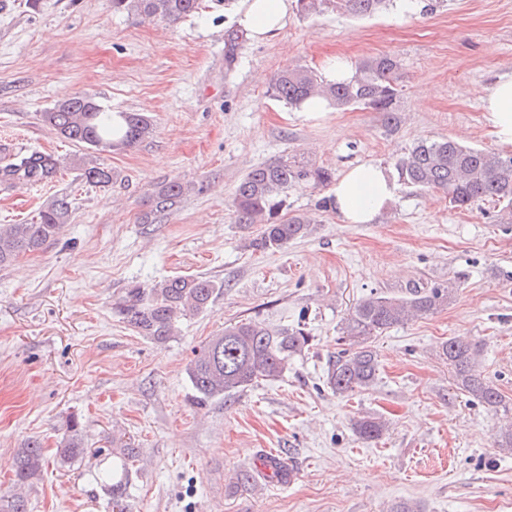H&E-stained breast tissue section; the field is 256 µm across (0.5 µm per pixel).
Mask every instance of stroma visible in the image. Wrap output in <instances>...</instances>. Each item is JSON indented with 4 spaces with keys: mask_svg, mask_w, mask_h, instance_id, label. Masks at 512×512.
Listing matches in <instances>:
<instances>
[{
    "mask_svg": "<svg viewBox=\"0 0 512 512\" xmlns=\"http://www.w3.org/2000/svg\"><path fill=\"white\" fill-rule=\"evenodd\" d=\"M242 8L202 0L170 23L113 11L112 0H0V149L67 160L52 181L0 186V224L31 221L61 196L73 209L56 240L0 269V498L22 494L29 512H112L97 475L121 434L140 450L128 512H389L401 501L423 512H512V455L494 446L512 416V216L488 202L455 209L400 184L375 223L346 224L319 208L326 188L297 187L281 215H315V228L263 253L247 246L260 225L235 223L230 207L243 176L280 157L339 177L362 163L392 167L421 139L512 154L480 101L512 72V0H432L419 15L365 18L293 10L270 40L245 39L229 70L224 33ZM386 54L402 64L393 128L363 108L310 119L268 92L288 66ZM84 94L154 124L136 146L102 153L116 174L106 187L81 180L72 160L82 147L41 119L63 96ZM169 181L195 190L141 223L149 193ZM177 276L224 289L159 344L119 307L128 289ZM434 286L450 289L446 306L375 338V384L333 394L326 361L344 347L349 312L373 292ZM302 314L312 342L281 378L194 401L189 364L226 325L289 327ZM451 338L481 343L479 370L500 406L458 388L439 354ZM363 415L386 420L379 440L354 434ZM74 422L86 452L64 465L55 451ZM32 439L46 462L20 487L15 456ZM272 450L295 481L239 485L238 473Z\"/></svg>",
    "mask_w": 512,
    "mask_h": 512,
    "instance_id": "35a3bbf8",
    "label": "stroma"
}]
</instances>
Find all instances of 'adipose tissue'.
<instances>
[{
    "instance_id": "1",
    "label": "adipose tissue",
    "mask_w": 512,
    "mask_h": 512,
    "mask_svg": "<svg viewBox=\"0 0 512 512\" xmlns=\"http://www.w3.org/2000/svg\"><path fill=\"white\" fill-rule=\"evenodd\" d=\"M290 7L291 0H245L238 24L253 40L262 41L285 25ZM482 107L497 141L512 146V73L498 77L483 96ZM394 191L387 168L362 165L338 179L330 196L344 223L371 224L388 208Z\"/></svg>"
}]
</instances>
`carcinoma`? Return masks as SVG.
<instances>
[{"label": "carcinoma", "instance_id": "obj_1", "mask_svg": "<svg viewBox=\"0 0 512 512\" xmlns=\"http://www.w3.org/2000/svg\"><path fill=\"white\" fill-rule=\"evenodd\" d=\"M393 0H296L303 15L336 11L362 17L387 9ZM201 7V0H112L118 12L160 17L176 22ZM243 44V32L227 31L224 63L232 70ZM400 61L390 55L367 57L355 64L354 75L342 83H326L305 66L283 69L270 81L269 94L296 108L309 98L320 96L334 109L350 107L371 109L383 115L389 127L398 124L397 102L400 96ZM42 121L64 139L86 148L74 158L85 183L107 186L112 183V168L98 154L132 147L148 138L154 130L150 116L140 112H107L93 98L77 95L55 104L42 113ZM61 160L45 151L0 152V186L17 187L52 180ZM401 184L425 191L443 193L452 208H467L477 202H492L512 209V156L464 146L453 139H422L399 157L395 164ZM331 171L280 158L249 171L237 185L231 207L238 224H260L261 233L248 243L255 251L275 252L288 243L311 234L314 218L307 214L281 217L288 190L305 185H326ZM193 190L178 182L160 183L149 197L150 213L170 212L180 199ZM71 202L62 196L39 209L27 224L0 226V268L10 265L22 254L41 250L56 239L72 222ZM224 284L206 277H173L131 288L120 311L138 332L164 343L174 335L178 321L188 315L207 311ZM450 292L439 286L414 290L407 297L370 294L346 318L343 341L352 348L343 349L328 359L326 386L336 394L367 390L377 379L378 353L370 339L383 331L416 318L433 314L448 303ZM311 336L305 324L272 329L255 319H244L224 327L190 362L188 375L199 404L216 398H228L258 380L276 379L288 368V358L309 347ZM442 354L455 369L458 385L473 399L491 407L502 403L499 389L477 370L480 348L450 339ZM359 439L369 443L381 438L383 421L370 415L353 423ZM78 422L59 449L62 462H72L84 454ZM139 451L131 441L112 439V471L102 475L104 487L112 494L116 512H127L130 466ZM45 463L38 440L29 441L17 454L15 482L23 485Z\"/></svg>", "mask_w": 512, "mask_h": 512}]
</instances>
